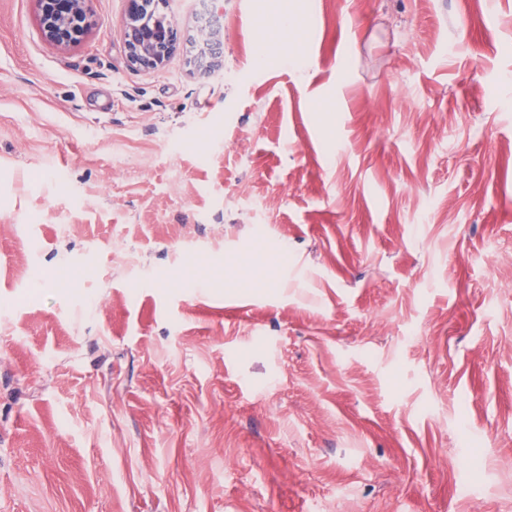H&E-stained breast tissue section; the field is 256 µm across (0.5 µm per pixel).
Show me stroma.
I'll return each mask as SVG.
<instances>
[{
	"label": "stroma",
	"instance_id": "obj_1",
	"mask_svg": "<svg viewBox=\"0 0 512 512\" xmlns=\"http://www.w3.org/2000/svg\"><path fill=\"white\" fill-rule=\"evenodd\" d=\"M265 2L0 0V512H512V0ZM45 38L57 45L77 40L90 27L91 0H36ZM124 31L126 58L135 68L159 70L175 51L177 31L171 17L164 24L150 23L149 17L162 1L129 0ZM264 28L270 35L276 52L288 58V63L301 66L307 62L290 8L273 4L261 13ZM217 39L210 27H199L197 36L191 41L189 64L197 72H206L217 63Z\"/></svg>",
	"mask_w": 512,
	"mask_h": 512
}]
</instances>
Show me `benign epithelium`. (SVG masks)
Here are the masks:
<instances>
[{
	"label": "benign epithelium",
	"mask_w": 512,
	"mask_h": 512,
	"mask_svg": "<svg viewBox=\"0 0 512 512\" xmlns=\"http://www.w3.org/2000/svg\"><path fill=\"white\" fill-rule=\"evenodd\" d=\"M91 0H37L45 38L57 45L77 40L90 27ZM159 0H129L124 31L128 63L143 70L160 69L175 51L177 31L172 19L161 25L149 22ZM217 39L208 27H201L191 41L189 64L206 72L217 63Z\"/></svg>",
	"instance_id": "benign-epithelium-1"
}]
</instances>
